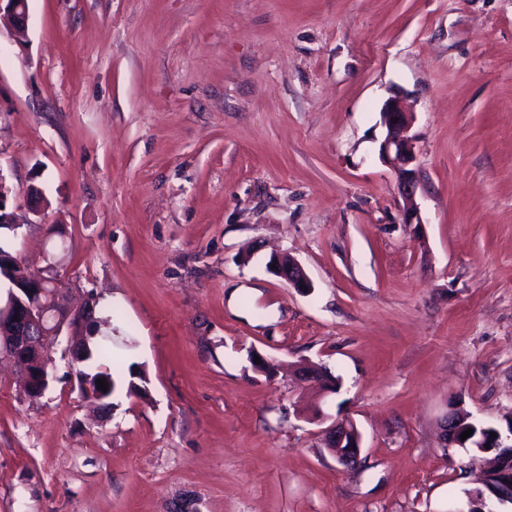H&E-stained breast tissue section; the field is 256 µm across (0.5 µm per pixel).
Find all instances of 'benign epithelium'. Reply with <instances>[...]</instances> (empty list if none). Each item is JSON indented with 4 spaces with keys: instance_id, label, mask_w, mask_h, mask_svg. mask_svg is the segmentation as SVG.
<instances>
[{
    "instance_id": "1",
    "label": "benign epithelium",
    "mask_w": 512,
    "mask_h": 512,
    "mask_svg": "<svg viewBox=\"0 0 512 512\" xmlns=\"http://www.w3.org/2000/svg\"><path fill=\"white\" fill-rule=\"evenodd\" d=\"M9 18L14 36L21 40L28 29V0H0V14ZM385 136L379 145V160L395 175L396 193L409 202L403 209V223L420 226L423 219L418 207L410 204L418 189L416 143L413 132L414 113L391 98L383 106ZM11 189L0 172V227L16 228L19 223L14 213L7 211ZM30 211L42 216L47 201L42 190L34 185L27 189ZM271 271L288 285L301 292L312 288L309 276L286 253L271 255ZM95 297L87 295L76 306L69 296L58 289L52 268L36 272L26 271L16 276L8 289L6 299L0 301V358L8 359L19 378L20 390L28 398L44 395L50 382L47 371L48 345L61 336L68 337L67 351L74 364L84 362L88 348V330L96 321ZM298 376L305 381L322 382L326 392L336 393V380L328 377L326 368L315 364H303ZM315 419L328 423L323 429L324 443L336 462L345 469L360 463L362 437L356 424L350 419H332L317 412ZM464 423L458 414L447 415L443 424V440L446 446L464 447L467 441L460 439ZM496 437L488 440L489 450L496 452L497 461L491 466L474 465L473 483L478 486L482 498L494 499L501 504H512V422L507 433L494 430Z\"/></svg>"
}]
</instances>
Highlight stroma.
Here are the masks:
<instances>
[{
	"instance_id": "obj_1",
	"label": "stroma",
	"mask_w": 512,
	"mask_h": 512,
	"mask_svg": "<svg viewBox=\"0 0 512 512\" xmlns=\"http://www.w3.org/2000/svg\"><path fill=\"white\" fill-rule=\"evenodd\" d=\"M395 89L419 228L378 158ZM0 172L21 222L0 246L97 293L119 359L103 417L62 348L35 401L0 366V512L465 502L446 414L512 421V0H29L24 42L0 23ZM318 410L357 425V468ZM272 264H275V267H272ZM268 266L274 274L285 280L291 288L301 292H307L312 288L305 270L287 253L271 255ZM327 370L321 365L303 364L299 367L298 376L301 380L311 381L315 383L323 382L327 393H337L336 386L339 388V379H330L327 375Z\"/></svg>"
}]
</instances>
